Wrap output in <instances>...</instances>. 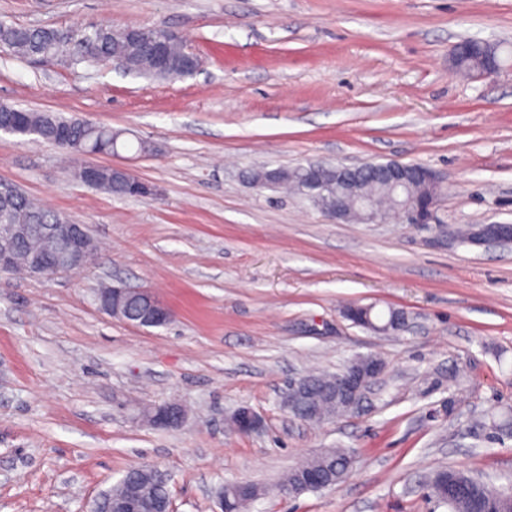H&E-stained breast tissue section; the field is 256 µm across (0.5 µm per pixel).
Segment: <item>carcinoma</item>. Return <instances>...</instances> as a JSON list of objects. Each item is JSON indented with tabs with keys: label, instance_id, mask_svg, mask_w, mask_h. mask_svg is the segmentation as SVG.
I'll return each mask as SVG.
<instances>
[{
	"label": "carcinoma",
	"instance_id": "1",
	"mask_svg": "<svg viewBox=\"0 0 512 512\" xmlns=\"http://www.w3.org/2000/svg\"><path fill=\"white\" fill-rule=\"evenodd\" d=\"M84 30L47 28L8 24L0 21V49L12 55L28 60H65L72 64H99L119 58L125 61L131 72L149 79L175 81L183 77L182 68L174 66L163 70L156 65L153 48L156 45L165 47L173 60L184 56L183 47L166 40V30L158 27L145 28L140 39L128 38L120 29L106 27L97 28L90 46L80 43ZM467 43L474 45V50L464 56L456 68L468 73H478L485 68L486 57L492 56L500 60L498 47L488 41L469 39ZM0 124H20L33 132L35 139L57 144L59 135L65 131L69 136L71 150L80 149L93 144L102 152L110 153L118 147L120 133L107 127H93L79 119L65 118L53 112H34L8 106L0 111ZM363 193L372 203L376 215L381 220L398 216L403 200L395 190L366 171L362 175ZM280 186L301 194L298 169H281L278 173ZM137 176L126 170L112 167L99 168L98 177L90 186L103 190L116 197L131 195L132 185ZM60 216L53 211L39 206L30 197L15 192L13 197L4 202L0 200V228L5 224H57ZM18 258L22 259L30 253L43 249L42 238L36 229H31L28 236L17 240ZM148 296L138 294L122 301L119 313L135 321L147 308ZM366 317L364 323L372 327H381L395 320L400 315L397 309H390L386 314L375 312V306H361ZM307 385L309 398L304 406L305 422H322L341 416L339 403L331 399V392L336 387V374L312 371L303 375ZM351 467V456L344 448H331L307 458L291 468L282 478L281 486L288 487L293 494L309 491V488L298 484V476L307 470H316L336 482H342ZM448 474L457 477L470 486L469 494L448 504L447 491L436 481H431L430 489L437 502L449 506V512H512V495L495 488L480 479L473 478L461 470H448ZM168 493L165 486L158 485L151 476L147 466L128 470L122 479L107 494L114 499L142 501L151 496L163 497ZM261 495V490L254 484L245 489L240 482L229 483L224 487V506L228 512H246L248 505Z\"/></svg>",
	"mask_w": 512,
	"mask_h": 512
}]
</instances>
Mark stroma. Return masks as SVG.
I'll return each mask as SVG.
<instances>
[{"instance_id": "stroma-1", "label": "stroma", "mask_w": 512, "mask_h": 512, "mask_svg": "<svg viewBox=\"0 0 512 512\" xmlns=\"http://www.w3.org/2000/svg\"><path fill=\"white\" fill-rule=\"evenodd\" d=\"M0 21L164 27L203 61L161 82L0 53V100L122 132L123 149L90 163L153 188L109 195L72 177L76 156L0 133V180L99 246L66 275L0 272V512H90L139 466L166 476L175 512H220L229 481L262 487L249 512H448L429 496L446 468L512 487V245L337 222L247 180L415 163L448 179L440 220L512 224V0H0ZM471 36L499 44L497 75L452 69ZM104 284L149 290L171 322L106 314ZM350 304L402 309L408 326L355 325ZM365 356L385 369L350 413L308 424L283 408L309 368ZM175 401L181 427L142 420ZM241 408L259 429L234 428ZM328 448L349 451L345 481L280 490Z\"/></svg>"}]
</instances>
